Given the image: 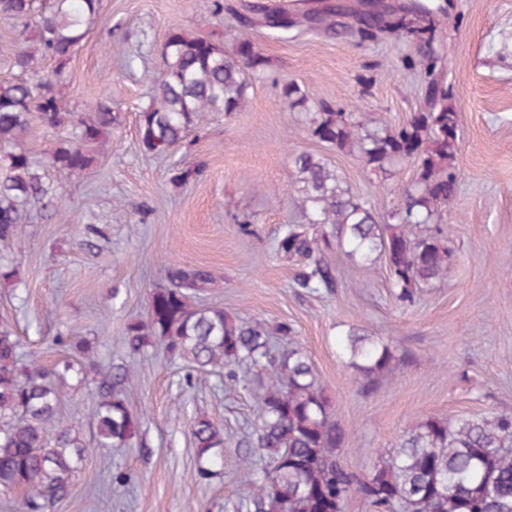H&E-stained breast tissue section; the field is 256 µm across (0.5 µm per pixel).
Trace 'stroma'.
<instances>
[{"label":"stroma","mask_w":512,"mask_h":512,"mask_svg":"<svg viewBox=\"0 0 512 512\" xmlns=\"http://www.w3.org/2000/svg\"><path fill=\"white\" fill-rule=\"evenodd\" d=\"M102 0L88 39L61 77L73 112L107 95L121 123L104 154L61 192L25 209L17 238L0 244V266L17 275L0 284V321L19 336L23 355L51 365L69 359L67 341L90 340L106 363L133 368L130 410L137 434L123 448H97L56 512H224L246 494L238 442L255 422L251 388L215 373L185 383L183 363L162 349L131 355L126 324L147 319L150 294L166 287L173 264L210 270L218 286L206 304L245 320L289 324L346 431L343 461L369 473L398 437L431 416L512 409V0H426L434 33L354 42L306 27L285 32L247 24L253 0ZM220 40L227 53L252 44L267 61L249 75L243 111L213 113L174 151L146 152L138 113L158 74L171 33ZM437 57L448 102L460 115L456 193L443 214L451 249L446 276L413 304L391 288L385 261L352 265L327 253L342 274L332 294H298L297 267L276 251L286 227L314 233L293 176L299 152L324 157L350 192L380 219L415 177L412 162L382 179L357 154L312 134L320 103L397 128L419 111L426 77L411 60ZM304 90V108H287L282 86ZM72 127L33 124L23 145L43 182L50 151ZM198 180H176L183 169ZM250 221L242 232V221ZM392 340L403 356L371 391L363 390L337 340L349 327ZM95 403L87 388L64 389L63 424L92 441ZM208 416L224 430V472L196 476L190 424ZM126 476L112 482L114 471Z\"/></svg>","instance_id":"obj_1"}]
</instances>
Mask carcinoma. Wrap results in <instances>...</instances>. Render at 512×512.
<instances>
[{
  "label": "carcinoma",
  "instance_id": "obj_1",
  "mask_svg": "<svg viewBox=\"0 0 512 512\" xmlns=\"http://www.w3.org/2000/svg\"><path fill=\"white\" fill-rule=\"evenodd\" d=\"M100 8L101 0H50L40 12L37 0H0V19L25 23L39 14L41 59L50 61L58 76L91 33ZM313 22L338 38L411 34L426 43L431 33L420 21L394 13L377 19L359 14L351 21L329 9ZM172 38L175 46L149 88V104L139 112L141 143L153 154L183 142L210 113L240 111L246 102L245 72L266 66L248 42L231 56L219 42L181 32ZM13 60L24 78L0 80V243L14 240L30 202L63 188L91 166L92 148L112 134L120 119L109 102L81 114L67 111L56 83L22 46L15 48ZM419 64L428 78L425 106L402 127L370 128L352 113L324 104L312 130L338 149L357 151L387 177L398 163L416 162L417 178L404 189L389 222L380 223L326 159L309 152L294 156L295 180L311 223L330 227L319 237L289 228L278 239L277 253L297 265L299 293L332 294L339 288L324 258L328 250L362 265L384 259L402 303H414L420 288L447 273L450 249L440 213L457 184L459 115L448 107V89L431 55L420 53ZM282 96L292 106L308 101L293 81L283 84ZM36 121L47 128L75 129L73 138L48 156L57 174L54 187L42 182L19 146ZM168 279L172 287L152 292L147 319L126 325L127 349L140 354L159 344L170 359L191 368L257 384V424L239 459L248 493L225 501L224 512H344L352 496L363 499L371 512H512V410L426 418L405 431L370 474L359 475L343 462L345 431L332 416L308 356L286 343L292 334L288 324L236 320L222 307L192 304L215 283L206 268L172 265ZM69 347L83 363H25L19 337L0 327V492L25 491L20 512H55L90 454L80 432L59 421L61 389L82 386L91 371L100 375L94 393L98 447L120 448L138 430L128 404L135 388L131 372L105 366L85 340ZM342 350L364 389L396 362L390 343L354 331L342 337ZM191 435L197 476L209 481L224 470V431L199 415Z\"/></svg>",
  "mask_w": 512,
  "mask_h": 512
}]
</instances>
